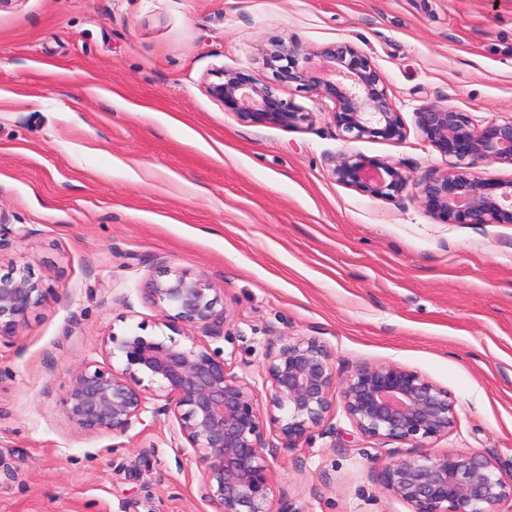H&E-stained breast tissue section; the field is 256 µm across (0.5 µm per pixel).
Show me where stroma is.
Returning <instances> with one entry per match:
<instances>
[{
    "mask_svg": "<svg viewBox=\"0 0 512 512\" xmlns=\"http://www.w3.org/2000/svg\"><path fill=\"white\" fill-rule=\"evenodd\" d=\"M349 42L384 74L398 142L346 140L332 102L287 89L312 119L257 127L212 98L220 69L269 77L260 45ZM429 103L474 124L512 116V0H6L0 5V275L47 290L0 338V512H211L170 423L90 434L60 407L72 371L120 366L102 339L190 343L138 292L171 267L205 276L230 316L207 337L261 383L280 336L313 337L337 374L397 364L448 390L438 452H479L512 475V224H444L412 193L338 183L343 152L414 178L447 162L422 138ZM276 512H409L377 473L410 444L362 435L342 405L295 445L268 434Z\"/></svg>",
    "mask_w": 512,
    "mask_h": 512,
    "instance_id": "35a3bbf8",
    "label": "stroma"
}]
</instances>
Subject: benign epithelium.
<instances>
[{"label": "benign epithelium", "instance_id": "1", "mask_svg": "<svg viewBox=\"0 0 512 512\" xmlns=\"http://www.w3.org/2000/svg\"><path fill=\"white\" fill-rule=\"evenodd\" d=\"M260 55L271 81L221 70L207 85L225 110L257 126L296 128L309 113L280 92L312 88L333 103L332 121L347 138L405 137L383 74L358 47L336 42L310 50L296 40H277ZM416 122L424 141L448 160L446 171L414 181L395 164L343 153L334 160L336 181L386 200L401 197L412 184L430 215L446 224H512V178L478 171L483 164L512 166V117L478 126L464 112L430 103L416 113ZM139 291L167 325L208 335L229 316L209 280L187 270L165 269L146 278ZM45 296L25 264L0 276V337L14 335ZM103 347L108 358L119 355L124 368L78 367L61 397L63 413L87 433L114 437L144 424L147 412L165 417L175 448L191 450L200 465L202 497L214 512H274V473L264 453L268 427L295 442L324 425L338 397L361 434L416 448L414 457L392 460L378 473L383 489L410 512H500L512 503V478L499 474L489 457L430 449V441L454 431L457 413L448 390L417 371L362 363L339 377L332 351L319 340L281 336L265 353L264 380L279 412L267 419L255 384L232 372L202 340L187 346L171 337L112 333L103 337Z\"/></svg>", "mask_w": 512, "mask_h": 512}]
</instances>
